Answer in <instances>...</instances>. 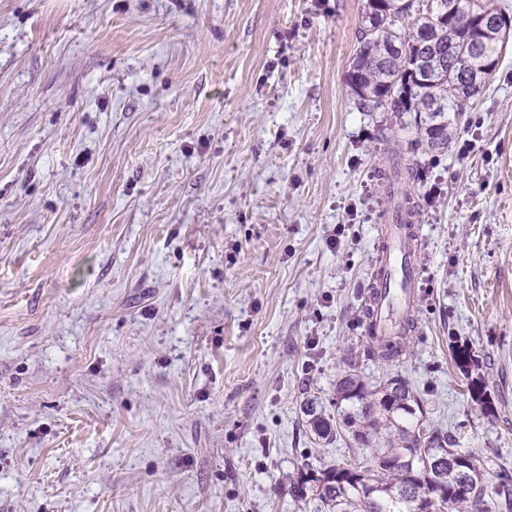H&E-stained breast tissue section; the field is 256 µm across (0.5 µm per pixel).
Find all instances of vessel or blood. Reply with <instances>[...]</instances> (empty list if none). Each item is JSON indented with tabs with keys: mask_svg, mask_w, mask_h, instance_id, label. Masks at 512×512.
Listing matches in <instances>:
<instances>
[{
	"mask_svg": "<svg viewBox=\"0 0 512 512\" xmlns=\"http://www.w3.org/2000/svg\"><path fill=\"white\" fill-rule=\"evenodd\" d=\"M420 269L416 219L403 204L388 208L381 228L369 298L368 335L413 327L419 312Z\"/></svg>",
	"mask_w": 512,
	"mask_h": 512,
	"instance_id": "vessel-or-blood-1",
	"label": "vessel or blood"
}]
</instances>
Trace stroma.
<instances>
[{
  "label": "stroma",
  "instance_id": "stroma-1",
  "mask_svg": "<svg viewBox=\"0 0 512 512\" xmlns=\"http://www.w3.org/2000/svg\"><path fill=\"white\" fill-rule=\"evenodd\" d=\"M364 3L0 0V512H304L302 464L354 450L312 438L301 403L330 407L352 355L405 377L496 489L512 43L431 150L415 113L355 105ZM396 153L426 169L399 187L419 317L387 365L362 352Z\"/></svg>",
  "mask_w": 512,
  "mask_h": 512
}]
</instances>
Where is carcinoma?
I'll list each match as a JSON object with an SVG mask.
<instances>
[{
	"mask_svg": "<svg viewBox=\"0 0 512 512\" xmlns=\"http://www.w3.org/2000/svg\"><path fill=\"white\" fill-rule=\"evenodd\" d=\"M366 0L364 26L348 71L362 112L426 115L428 148L448 143V112H459L496 70L508 26L494 23L504 11L488 0ZM412 19L405 32L397 26ZM408 336L368 342L367 353L385 362L405 354ZM336 381L327 411L306 401L312 437L343 438L361 450L352 463L302 466L291 485L305 512H512V475L499 468L495 497L487 494L485 462L456 447L453 435L424 421L423 403L399 373L376 384L355 364ZM469 392L491 412L481 378Z\"/></svg>",
	"mask_w": 512,
	"mask_h": 512,
	"instance_id": "cac0c4a2",
	"label": "carcinoma"
}]
</instances>
